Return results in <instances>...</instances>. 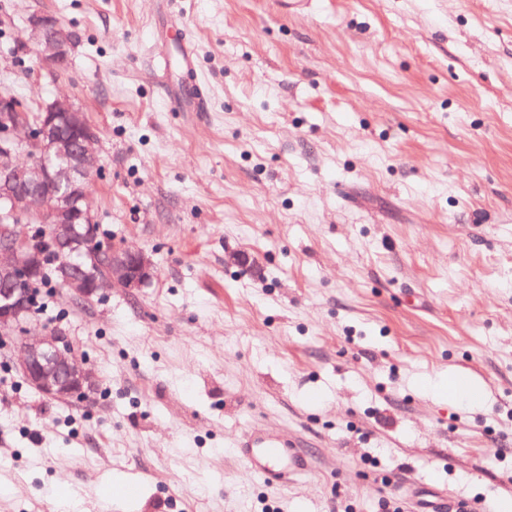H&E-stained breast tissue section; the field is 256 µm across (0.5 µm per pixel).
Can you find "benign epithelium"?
<instances>
[{
  "label": "benign epithelium",
  "instance_id": "obj_1",
  "mask_svg": "<svg viewBox=\"0 0 512 512\" xmlns=\"http://www.w3.org/2000/svg\"><path fill=\"white\" fill-rule=\"evenodd\" d=\"M37 51L44 64L67 66L71 31L52 17L33 23ZM28 108L0 94V329L10 328L31 307L29 285L41 274V249L16 219L49 227L58 254L56 276L76 298L118 285L133 292L154 273L140 250L100 246L94 253L80 230L96 224L87 185L99 170L96 135L84 113L64 100L40 106L33 123ZM92 258L86 267L84 258ZM18 368L36 391L55 399L84 401L94 390L95 374L78 360L62 337L40 334L22 346Z\"/></svg>",
  "mask_w": 512,
  "mask_h": 512
}]
</instances>
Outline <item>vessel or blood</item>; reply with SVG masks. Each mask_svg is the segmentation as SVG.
Wrapping results in <instances>:
<instances>
[{"instance_id": "1", "label": "vessel or blood", "mask_w": 512, "mask_h": 512, "mask_svg": "<svg viewBox=\"0 0 512 512\" xmlns=\"http://www.w3.org/2000/svg\"><path fill=\"white\" fill-rule=\"evenodd\" d=\"M241 452L254 472L271 481L288 479L302 468L301 459L286 442L260 429L249 433Z\"/></svg>"}]
</instances>
